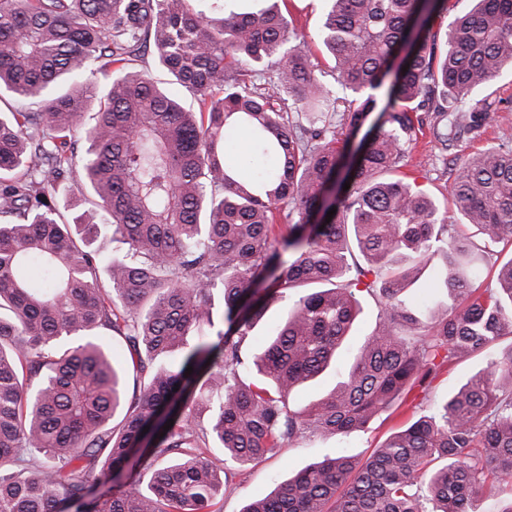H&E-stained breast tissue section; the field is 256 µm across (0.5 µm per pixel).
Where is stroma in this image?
I'll return each mask as SVG.
<instances>
[{
	"label": "stroma",
	"instance_id": "35a3bbf8",
	"mask_svg": "<svg viewBox=\"0 0 512 512\" xmlns=\"http://www.w3.org/2000/svg\"><path fill=\"white\" fill-rule=\"evenodd\" d=\"M280 10L287 18L292 19L298 40L310 49L318 78L327 83L332 82L334 61L325 53L320 37L324 12L322 0H287ZM489 88L500 101V113H497L494 123L479 138L463 139L457 147L450 150L447 153L449 158L459 162L466 160L477 150L496 143L500 124H512V72L503 71L490 83ZM406 148L409 153V162L404 169L407 181L427 193L439 210L446 212L450 223H459L461 216L448 199L450 172L437 160L442 152L441 147L433 141L427 125H416ZM378 311L376 300L368 296L361 298L360 313L352 336L348 345L339 353L335 368L299 387L290 397L294 407H304L333 388L342 372L351 364L357 347L374 329ZM491 356L492 353L488 350L475 354L439 376L432 382L426 398L417 399V413H424L434 404L447 399L449 393L468 376L483 368ZM408 418V413L399 411L389 416L383 414L347 439L310 438L282 449L276 455L232 470L224 486L222 512H242L250 498L271 492L286 481L291 472L323 458L338 455L357 459L367 457Z\"/></svg>",
	"mask_w": 512,
	"mask_h": 512
}]
</instances>
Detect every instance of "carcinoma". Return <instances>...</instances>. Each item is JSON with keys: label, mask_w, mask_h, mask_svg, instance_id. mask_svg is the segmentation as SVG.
<instances>
[{"label": "carcinoma", "mask_w": 512, "mask_h": 512, "mask_svg": "<svg viewBox=\"0 0 512 512\" xmlns=\"http://www.w3.org/2000/svg\"><path fill=\"white\" fill-rule=\"evenodd\" d=\"M258 2L0 0V98L36 104L0 111V512H222L233 467L347 436L512 335V258L477 291L460 225L398 176L414 113L446 150L499 111L468 101L512 66V0H472L443 37L445 0H325L334 88ZM148 54L199 111L140 67ZM390 73L348 151L339 136ZM75 183L103 222L65 220ZM448 192L484 248L512 242V132ZM102 235L110 255L92 249ZM436 253L460 305L423 321L406 290ZM363 292L380 320L346 378L291 409L336 365ZM281 301L286 319L248 349ZM155 435L165 465L140 451ZM487 488L512 512V346L365 460L309 464L242 512H476Z\"/></svg>", "instance_id": "carcinoma-1"}]
</instances>
